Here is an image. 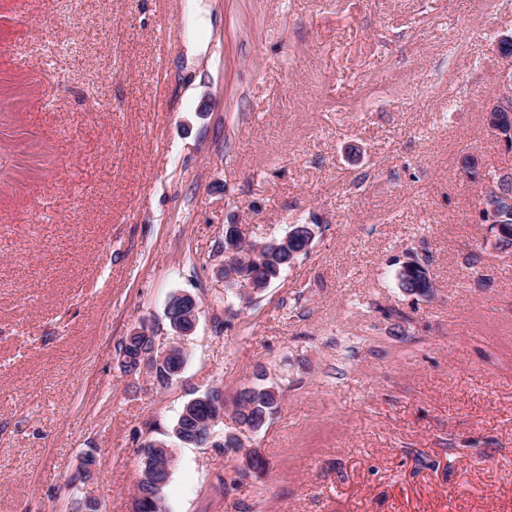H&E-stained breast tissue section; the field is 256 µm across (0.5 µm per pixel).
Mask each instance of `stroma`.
I'll list each match as a JSON object with an SVG mask.
<instances>
[{
    "mask_svg": "<svg viewBox=\"0 0 512 512\" xmlns=\"http://www.w3.org/2000/svg\"><path fill=\"white\" fill-rule=\"evenodd\" d=\"M503 34L512 0H0V512H75L87 452L131 512L143 445L215 388L166 512H512V249L465 172H512L483 112ZM305 222L307 255L225 294V225ZM144 323L187 353L168 386L120 365ZM256 384L261 475L219 446ZM249 396H244L241 390L235 402L236 415L239 422L251 426L255 431L260 430L279 404L278 391L272 386L256 385Z\"/></svg>",
    "mask_w": 512,
    "mask_h": 512,
    "instance_id": "35a3bbf8",
    "label": "stroma"
}]
</instances>
